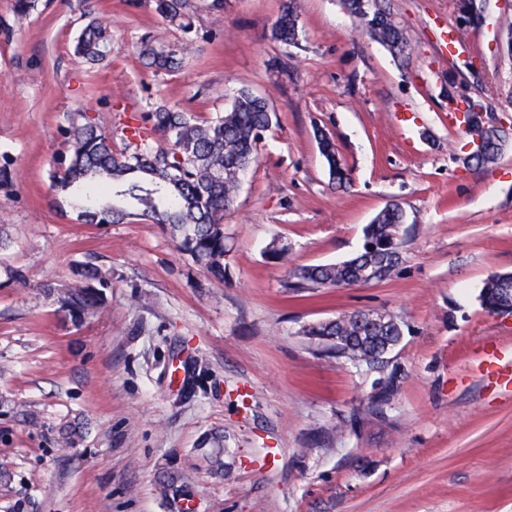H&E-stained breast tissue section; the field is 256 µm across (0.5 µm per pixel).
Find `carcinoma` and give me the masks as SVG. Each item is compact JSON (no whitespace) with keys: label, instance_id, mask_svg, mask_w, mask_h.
Here are the masks:
<instances>
[{"label":"carcinoma","instance_id":"cac0c4a2","mask_svg":"<svg viewBox=\"0 0 512 512\" xmlns=\"http://www.w3.org/2000/svg\"><path fill=\"white\" fill-rule=\"evenodd\" d=\"M348 13L359 19L370 39L395 58L408 55V41L387 0H344ZM155 12L166 25L191 33L190 0H153ZM302 37L300 0H281L271 27V38L286 48L300 46ZM190 40L170 43L154 35L140 38L139 59L153 72H175L193 55ZM75 52L91 64L103 61L112 52L108 22L89 23L75 42ZM137 124L122 129L129 152L116 153L112 139L93 124L72 122L67 135L68 165L54 176V187L76 198L78 220L83 224H114L134 217H146L167 224L181 238V248L215 282L224 283V217L236 202L241 181L258 159L264 133L278 122L267 100L241 89L230 105L214 118L201 120L190 112L158 105L135 118ZM321 155L330 177L338 184L348 173L338 161L336 146L325 133L316 131ZM504 136L495 131L485 156L473 159L478 165L494 163L503 150ZM406 222L403 210L380 211L364 231V239L375 251L363 250L336 262L293 269L285 287L295 292H318L336 287L338 281L358 278L363 267L386 262V277L399 267V234ZM268 258L286 265L289 248L279 240L270 243ZM105 275L96 266H75L74 282L56 289L44 285L50 294L59 292L61 311L75 323L102 305L99 289L106 286ZM483 308L512 314V273L490 276L481 289ZM368 310L344 313L327 322L311 325L305 335L316 337L322 352L364 365L377 372L386 368L384 357L404 336L403 326L390 320L368 321ZM397 386L392 372L379 382L366 405L365 413L384 414Z\"/></svg>","mask_w":512,"mask_h":512}]
</instances>
